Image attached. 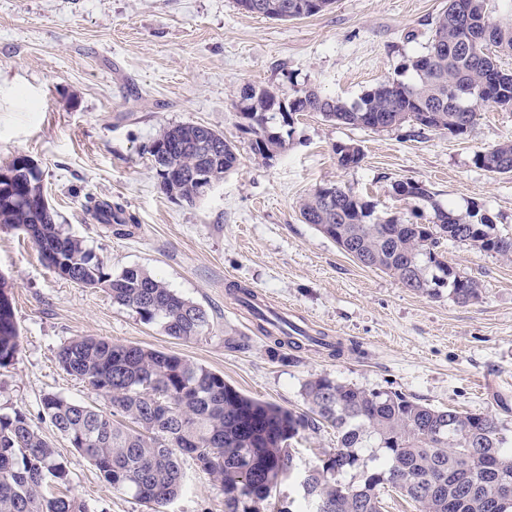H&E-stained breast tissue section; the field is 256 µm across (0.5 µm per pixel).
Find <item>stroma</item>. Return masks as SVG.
Listing matches in <instances>:
<instances>
[{"label": "stroma", "mask_w": 512, "mask_h": 512, "mask_svg": "<svg viewBox=\"0 0 512 512\" xmlns=\"http://www.w3.org/2000/svg\"><path fill=\"white\" fill-rule=\"evenodd\" d=\"M447 5L335 0L319 14L277 21L235 0H0V169L30 158L59 223L113 274L147 270L209 317L197 340L167 336L106 290L58 277L22 232L0 227V277L20 334L15 362L0 368V414L38 417L48 393L92 401L57 359L64 342L92 336L177 354L247 396L299 412L307 408L304 384L327 377L398 389L435 408L489 412L512 436V259L443 241L449 265L482 288L479 302L461 304L361 265L299 216L308 195L336 185L377 216L427 224L430 207L394 191L418 181L443 206L478 205L512 237V174L474 163L476 152L512 140V112L481 107L462 136L407 123L372 130L302 112L287 148L261 162L235 107L247 84L354 101L392 77L404 56L424 52ZM182 123L222 132L238 156L191 204L160 191L150 154L163 128ZM338 143L361 147L358 166H339ZM103 200L123 208L126 235L91 219L88 207ZM236 284L288 305L347 352L306 347L286 361L272 356L269 339L236 302ZM239 336L248 348L230 347ZM40 428L95 512H224L222 485L191 457L182 459L179 496L157 507L112 488L49 423ZM335 445L331 427L306 432L294 445L297 469Z\"/></svg>", "instance_id": "1"}]
</instances>
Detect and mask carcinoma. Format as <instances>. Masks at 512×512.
<instances>
[{
	"label": "carcinoma",
	"mask_w": 512,
	"mask_h": 512,
	"mask_svg": "<svg viewBox=\"0 0 512 512\" xmlns=\"http://www.w3.org/2000/svg\"><path fill=\"white\" fill-rule=\"evenodd\" d=\"M264 17L293 20L327 10L334 0H260ZM494 0H448L437 17L426 51L404 57L396 77L364 91L352 103L298 89L293 112H318L345 125L384 129L418 126L467 133L487 103L512 110V73L502 71L494 53L512 55V17H493ZM281 93L248 84L236 106L241 118L258 119L252 131L254 155L267 159L286 147L270 123L280 116ZM168 143L160 189L187 202L200 198L192 173L224 178L238 158L224 134L197 124L164 128ZM343 168L357 166L359 146L335 149ZM475 164L494 174L512 173V141L479 151ZM11 177L0 183V226L18 230L38 248L44 264L63 279L85 288H104L113 302L145 324L178 340L197 339L208 326L202 307L182 297L141 268L114 276L84 241L57 224L44 193L40 171L16 157ZM400 197L430 205V224H404L374 216L371 205L338 187L327 202L321 187L300 206L313 225L366 267L396 277L411 291L437 296L442 289L462 304L479 300L478 283L454 271L438 248L448 239L512 258V238L472 205L457 212L433 200L419 182L401 181ZM119 205L100 201L92 219L120 231L112 216ZM19 352L12 301L0 282V367ZM62 369L102 399L107 408L42 398V420L50 423L99 471L113 488L156 505L182 489V456L190 455L224 488L225 512H275L272 498L287 481L299 489L301 512H386L383 494L391 489L417 512H512V442L496 416L437 409L398 390L369 391L327 377L304 384L308 411L296 412L244 395L224 377L174 353L104 338L79 337L58 352ZM327 425L336 429V448L321 463L295 471L292 440ZM70 484L67 462L28 414L0 415V512H93L71 492L53 495L52 485Z\"/></svg>",
	"instance_id": "1"
}]
</instances>
